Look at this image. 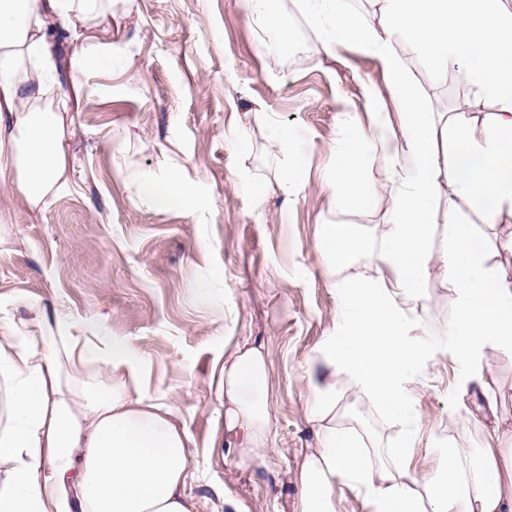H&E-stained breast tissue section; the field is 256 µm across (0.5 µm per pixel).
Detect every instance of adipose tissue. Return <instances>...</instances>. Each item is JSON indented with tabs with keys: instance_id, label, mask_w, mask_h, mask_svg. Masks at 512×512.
<instances>
[{
	"instance_id": "adipose-tissue-1",
	"label": "adipose tissue",
	"mask_w": 512,
	"mask_h": 512,
	"mask_svg": "<svg viewBox=\"0 0 512 512\" xmlns=\"http://www.w3.org/2000/svg\"><path fill=\"white\" fill-rule=\"evenodd\" d=\"M118 2L0 0V175L13 179L15 196L30 210L57 195L70 172L66 103L48 96L49 20L73 32L109 21ZM243 2L248 19L273 33L270 51L291 53L281 0ZM301 2L325 52L364 43L380 56L401 98L403 140L363 131L352 113V139L330 150L336 208L364 202L376 160L388 173L392 219L375 238L332 224L322 240L335 268L373 251L386 274L341 287L333 330L301 368L320 443L304 457L297 512H336L341 485L361 494L369 512H512V448L488 447L475 459L451 445L429 473L410 465L419 422L401 390L423 369L427 337L451 342L466 359L492 342L512 349V279L491 265L488 237L461 216L466 210L485 224L512 216V9L501 0H377L382 24L375 28L345 0ZM400 40L459 70L476 94L495 101L481 138L469 136L466 112L443 117L421 103L395 52ZM444 134L450 146L443 153L437 140ZM191 182L185 168L173 167L142 175L137 191L158 211L185 200L192 211H209L212 199L189 195ZM446 185L448 200L441 197ZM439 223L453 308L443 323L423 291ZM30 309L34 325L0 324V380L8 386L0 463L11 466L0 480V512H198L186 492L187 432L165 401L129 388L142 371L137 352L118 339L74 346L61 313L47 314L37 303ZM84 362L107 379L90 400L74 374ZM266 373L267 358L256 346L239 345L224 360V426L238 435L245 466L277 451ZM343 385L399 420V448L385 455L337 431Z\"/></svg>"
}]
</instances>
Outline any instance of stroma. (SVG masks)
Returning <instances> with one entry per match:
<instances>
[{"label": "stroma", "instance_id": "obj_1", "mask_svg": "<svg viewBox=\"0 0 512 512\" xmlns=\"http://www.w3.org/2000/svg\"><path fill=\"white\" fill-rule=\"evenodd\" d=\"M281 19L297 41L291 56L262 50L268 34L240 0H132L128 16L91 31L93 44H111V65L82 73L71 66L81 41L58 34L53 53L65 66L52 93L69 100L70 178L39 210L16 199L0 211V321H30L35 299L63 313L73 342L107 336L138 351L140 388L167 399L190 437L186 490L201 512H297L300 467L318 445L300 368L333 328L338 285L379 275L369 252L331 270L323 227L374 236L391 219L380 163L370 204L347 210L333 203L328 165L346 113L400 133V97L380 59L356 45L325 54L299 0H282ZM395 51L424 105L464 108L482 135L488 99L410 44ZM236 130L239 148L229 142ZM278 130L287 148L275 144ZM177 164L194 174L191 192L212 197L211 211L158 212L138 198V176ZM293 166L303 189L290 200L279 182ZM242 342L267 355L278 448L251 467L237 463L218 391L224 356ZM428 355L402 390L421 425L411 463L432 470L443 443L476 455L493 422L512 429V350L493 344L464 362L441 341ZM337 426L381 448L400 433L369 403Z\"/></svg>", "mask_w": 512, "mask_h": 512}]
</instances>
